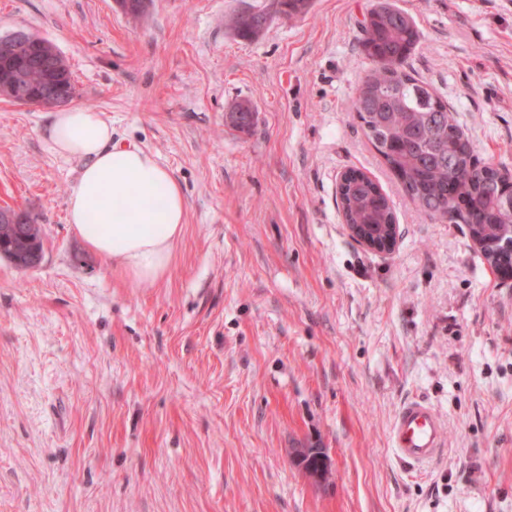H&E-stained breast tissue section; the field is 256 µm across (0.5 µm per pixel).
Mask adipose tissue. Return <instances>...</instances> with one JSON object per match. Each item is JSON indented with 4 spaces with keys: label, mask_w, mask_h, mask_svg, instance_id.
Segmentation results:
<instances>
[{
    "label": "adipose tissue",
    "mask_w": 512,
    "mask_h": 512,
    "mask_svg": "<svg viewBox=\"0 0 512 512\" xmlns=\"http://www.w3.org/2000/svg\"><path fill=\"white\" fill-rule=\"evenodd\" d=\"M42 135L57 154L80 162L68 197V222L88 250L135 284L169 273L186 223V201L168 169L143 150L112 140L100 113H51Z\"/></svg>",
    "instance_id": "adipose-tissue-1"
}]
</instances>
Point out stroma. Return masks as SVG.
I'll list each match as a JSON object with an SVG mask.
<instances>
[{
  "label": "stroma",
  "instance_id": "35a3bbf8",
  "mask_svg": "<svg viewBox=\"0 0 512 512\" xmlns=\"http://www.w3.org/2000/svg\"><path fill=\"white\" fill-rule=\"evenodd\" d=\"M373 0H0L67 57L77 107L167 167L187 205L170 272L130 283L72 233L77 161L49 108L0 98V208L44 255L0 258V512H512V283L466 225L411 204L353 109ZM420 44L404 65L451 106L474 156L512 170V0H392ZM264 11L255 38L229 21ZM248 132L228 124L240 102ZM379 183L394 252L337 206L347 169ZM422 399L433 465L391 431ZM326 449L327 485L292 461ZM392 440L398 458L411 467L437 461L444 452L443 426L424 400L405 402L398 411Z\"/></svg>",
  "mask_w": 512,
  "mask_h": 512
}]
</instances>
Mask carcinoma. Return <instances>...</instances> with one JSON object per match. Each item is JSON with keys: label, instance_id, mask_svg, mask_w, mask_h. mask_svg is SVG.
Instances as JSON below:
<instances>
[{"label": "carcinoma", "instance_id": "1", "mask_svg": "<svg viewBox=\"0 0 512 512\" xmlns=\"http://www.w3.org/2000/svg\"><path fill=\"white\" fill-rule=\"evenodd\" d=\"M278 5L284 15L293 17L307 13L309 0H278ZM232 24L239 37L251 39L265 28V13L238 16ZM362 30L363 51L374 68L358 88L354 109L368 141L403 184L411 203L442 222L466 225L495 270L512 267L508 177L474 157L448 102L428 83L401 69L420 42L413 19L378 0L367 10ZM49 77L75 84L63 53L37 50L16 70L13 100ZM227 119L245 131L253 124L252 108L239 102ZM338 196L345 223L358 224L379 239L390 234L396 214L376 181L351 169ZM43 247L41 225L0 223V255L15 267H34Z\"/></svg>", "mask_w": 512, "mask_h": 512}]
</instances>
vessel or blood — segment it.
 <instances>
[{
    "label": "vessel or blood",
    "instance_id": "b4317fda",
    "mask_svg": "<svg viewBox=\"0 0 512 512\" xmlns=\"http://www.w3.org/2000/svg\"><path fill=\"white\" fill-rule=\"evenodd\" d=\"M392 440L398 458L412 467L433 463L444 452L442 423L431 405L423 400H410L401 406Z\"/></svg>",
    "mask_w": 512,
    "mask_h": 512
}]
</instances>
